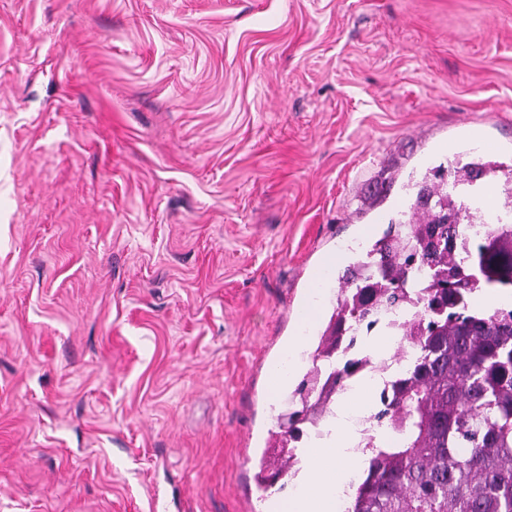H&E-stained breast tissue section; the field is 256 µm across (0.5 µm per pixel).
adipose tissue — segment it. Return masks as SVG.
Instances as JSON below:
<instances>
[{
  "label": "adipose tissue",
  "instance_id": "1",
  "mask_svg": "<svg viewBox=\"0 0 512 512\" xmlns=\"http://www.w3.org/2000/svg\"><path fill=\"white\" fill-rule=\"evenodd\" d=\"M376 384L360 381L350 396L336 403V429L331 439L306 451L308 470L300 488L281 499L279 512H334L332 490L366 455L357 448L349 417L354 411L372 413L376 407Z\"/></svg>",
  "mask_w": 512,
  "mask_h": 512
}]
</instances>
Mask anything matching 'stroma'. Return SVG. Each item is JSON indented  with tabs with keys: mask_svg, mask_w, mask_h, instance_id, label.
I'll use <instances>...</instances> for the list:
<instances>
[{
	"mask_svg": "<svg viewBox=\"0 0 512 512\" xmlns=\"http://www.w3.org/2000/svg\"><path fill=\"white\" fill-rule=\"evenodd\" d=\"M512 167V0H0V512H270L328 254ZM453 186L456 189L458 185L473 186L478 180L486 176V165L480 162H468L454 170Z\"/></svg>",
	"mask_w": 512,
	"mask_h": 512,
	"instance_id": "35a3bbf8",
	"label": "stroma"
}]
</instances>
